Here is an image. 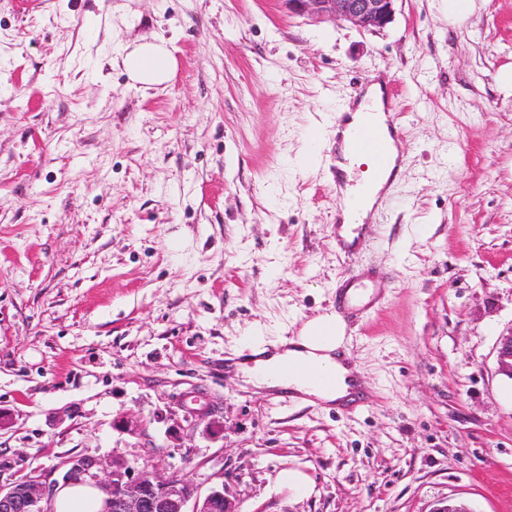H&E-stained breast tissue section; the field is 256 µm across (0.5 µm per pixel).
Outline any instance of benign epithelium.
<instances>
[{"mask_svg":"<svg viewBox=\"0 0 512 512\" xmlns=\"http://www.w3.org/2000/svg\"><path fill=\"white\" fill-rule=\"evenodd\" d=\"M290 10L319 20L343 21L372 31L388 24L396 0H285ZM498 370L512 379V330L497 342ZM192 405L180 404L186 422H207V429L223 428L219 408L201 389L186 393ZM65 480L93 481L108 494L105 512H242L223 487H214L198 499L196 485L178 473L161 475L148 464L133 467L123 460L112 461V470L99 475L98 462L90 458L71 461ZM53 487L42 476L32 474L8 488L0 487V512H47ZM192 510H187L189 503Z\"/></svg>","mask_w":512,"mask_h":512,"instance_id":"7a95c632","label":"benign epithelium"}]
</instances>
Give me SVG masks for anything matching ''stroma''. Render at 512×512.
<instances>
[{"mask_svg": "<svg viewBox=\"0 0 512 512\" xmlns=\"http://www.w3.org/2000/svg\"><path fill=\"white\" fill-rule=\"evenodd\" d=\"M163 38L165 89L119 45ZM512 0H396L363 31L284 0H0V486L151 460L244 512H512ZM381 84L393 185L343 249L336 107ZM366 307L336 308L348 275ZM340 313L371 401L225 359ZM205 390L220 433L188 426ZM308 478L298 493L282 470ZM185 396L191 398L192 405L195 407L188 406L184 402L179 404L184 411V421L192 423L207 420V429L213 433H219L223 428V418L219 415L221 414L219 408L208 395L203 390L194 388Z\"/></svg>", "mask_w": 512, "mask_h": 512, "instance_id": "obj_1", "label": "stroma"}]
</instances>
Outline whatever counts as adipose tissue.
<instances>
[{
	"mask_svg": "<svg viewBox=\"0 0 512 512\" xmlns=\"http://www.w3.org/2000/svg\"><path fill=\"white\" fill-rule=\"evenodd\" d=\"M121 65L133 84L143 89L165 87L175 69V59L163 39L140 38L127 45L114 59ZM332 331L329 342L315 343L314 337L320 330ZM345 328L333 315H323L308 321L297 338L281 340L275 350L257 346L254 363H242L237 367L245 383L258 388L289 391L292 397L313 404L345 403L352 398V391L358 383V367L341 363L338 354L343 346ZM297 359L312 363L316 372L328 373L330 380L324 384H313L307 380H288L279 372L281 364ZM106 495L98 487L72 483L57 488L47 503L49 512H102Z\"/></svg>",
	"mask_w": 512,
	"mask_h": 512,
	"instance_id": "obj_1",
	"label": "adipose tissue"
}]
</instances>
